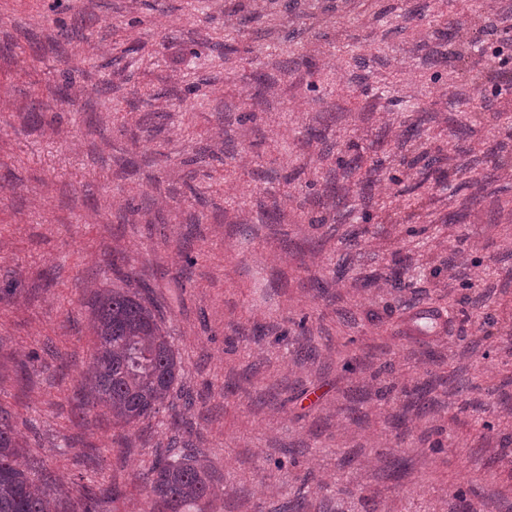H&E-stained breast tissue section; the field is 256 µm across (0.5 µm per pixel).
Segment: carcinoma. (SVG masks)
<instances>
[{"label": "carcinoma", "instance_id": "1", "mask_svg": "<svg viewBox=\"0 0 512 512\" xmlns=\"http://www.w3.org/2000/svg\"><path fill=\"white\" fill-rule=\"evenodd\" d=\"M95 356L86 381L92 406L102 405L117 423L146 419L165 406L179 365L154 310L126 288L97 295L91 319ZM20 446L9 415L0 409V512H51L54 499L19 464ZM160 512H187L214 494L213 476L199 452L185 448L145 474ZM65 512H105L103 500L85 495Z\"/></svg>", "mask_w": 512, "mask_h": 512}]
</instances>
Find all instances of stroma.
<instances>
[{
  "label": "stroma",
  "instance_id": "35a3bbf8",
  "mask_svg": "<svg viewBox=\"0 0 512 512\" xmlns=\"http://www.w3.org/2000/svg\"><path fill=\"white\" fill-rule=\"evenodd\" d=\"M482 4L0 0V409L41 481L151 512L199 448L190 512H512V0ZM107 288L180 366L130 425L83 398ZM441 318L431 310H419L409 320V326L417 334H435L441 329ZM199 454L193 448H183L156 462L145 474L144 483L159 512H187L214 494L213 476Z\"/></svg>",
  "mask_w": 512,
  "mask_h": 512
}]
</instances>
